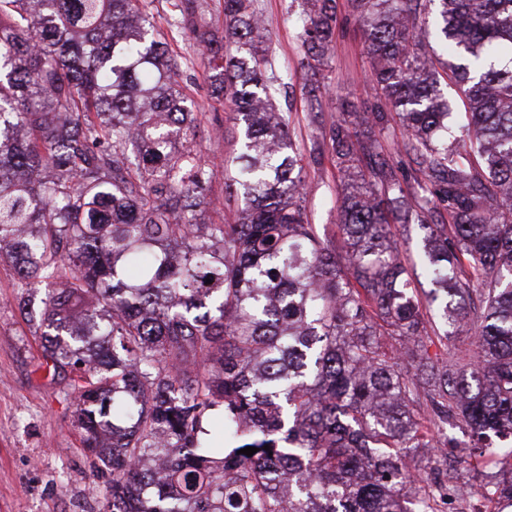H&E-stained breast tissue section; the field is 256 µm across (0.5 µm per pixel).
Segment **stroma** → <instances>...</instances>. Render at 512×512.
<instances>
[{
  "label": "stroma",
  "instance_id": "1",
  "mask_svg": "<svg viewBox=\"0 0 512 512\" xmlns=\"http://www.w3.org/2000/svg\"><path fill=\"white\" fill-rule=\"evenodd\" d=\"M337 21L333 49L322 67L312 108L308 95L311 71L303 66L300 33L303 0H257L264 19V35L273 51L276 106L291 113L293 138L304 156L308 196L307 219L336 250L344 242L336 216L343 189L331 150L322 135L342 115L344 105L385 106L369 78L370 61L361 28L349 0H336ZM150 10L179 65L180 84L197 128L190 148L196 150L214 176L205 190L206 216L215 223H234L238 202L224 194V161L237 149L241 129L231 109L212 92L207 61L189 32L174 27L170 0H152ZM10 262H0V512H104L107 470L96 468L84 451L66 401L65 381L45 368L41 339L21 314ZM498 460L448 451V471L454 485L478 488L495 476Z\"/></svg>",
  "mask_w": 512,
  "mask_h": 512
}]
</instances>
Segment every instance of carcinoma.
<instances>
[{"label":"carcinoma","instance_id":"carcinoma-1","mask_svg":"<svg viewBox=\"0 0 512 512\" xmlns=\"http://www.w3.org/2000/svg\"><path fill=\"white\" fill-rule=\"evenodd\" d=\"M308 2L310 67L336 0ZM350 4L408 168L377 107L324 134L347 179L340 262L306 221L254 0H224L222 41L194 27L241 125L234 224L202 218L214 172L182 143L193 116L147 0H0V254L25 251L19 287L44 289L23 311L112 472L105 512H435L448 484H428L421 451L512 460V0ZM447 74L468 101L460 137ZM409 198L422 299L392 232ZM462 332L474 356L430 357L425 340ZM215 411L222 432L204 427ZM486 493L512 506V467Z\"/></svg>","mask_w":512,"mask_h":512}]
</instances>
